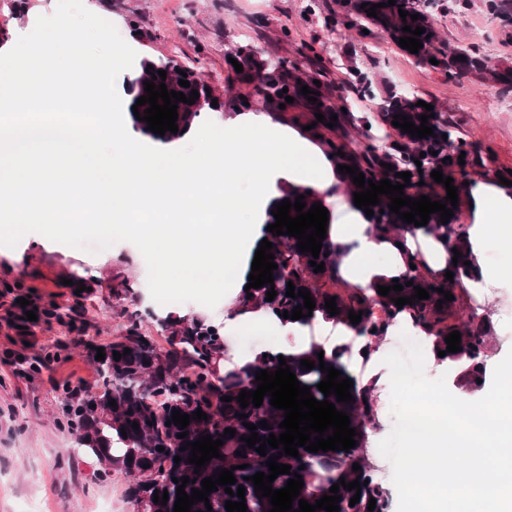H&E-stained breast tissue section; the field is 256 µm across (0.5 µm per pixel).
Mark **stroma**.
I'll return each mask as SVG.
<instances>
[{
	"label": "stroma",
	"instance_id": "1",
	"mask_svg": "<svg viewBox=\"0 0 512 512\" xmlns=\"http://www.w3.org/2000/svg\"><path fill=\"white\" fill-rule=\"evenodd\" d=\"M83 5L113 23L137 53V64L117 79L123 103L132 101L130 79L140 73L144 60L192 68L218 97L219 107L204 108L181 135L163 141L167 150L184 147L204 121L231 127L237 114L227 103L249 90L247 84L226 82L225 58L238 49L271 62L285 57L301 63L310 53H318L333 102L347 106L352 114L345 124L350 152H363L370 143L386 150L399 141L398 131L379 116L390 97L406 95L451 116L459 123L457 136L467 150H480L489 160L487 168L508 178L507 183L492 185L483 177L487 168L469 166L457 218L459 223L477 225L478 240L495 243L499 260L482 273L512 293V279L501 276L512 267V241L500 232L501 223L512 225V214L500 223L483 218L486 197L512 199V87H488L473 75L450 74L419 63L381 27L350 26L339 0H83ZM56 6L57 0H0V29L6 33L0 53L30 33L38 17L52 15ZM426 11L438 46L467 47L478 56L512 65V24L494 15L488 0H458L453 7L448 0H427ZM248 117L317 147L326 160L350 162L348 156L319 143L310 129L312 113L295 109L274 114L255 101ZM351 187L348 181L331 186L326 208L334 233L343 234L355 249L365 212L355 206ZM247 274V268H240L234 286L215 307L190 301L171 311L153 300L145 259L131 242L91 253L29 233L9 254H0V281L24 277L40 295H69L65 282L76 276L92 280L94 293L86 306L92 338L100 344L118 340L135 324L160 348H167L168 333L160 323L171 312L223 330L229 318L241 314L239 299ZM121 281L127 291L118 297L113 290ZM62 336L60 327H42L26 343L39 352ZM26 343L0 328V512H17L29 500L39 502L45 512H132L125 496L129 476L119 470L103 471L67 433L62 382L80 380L91 391L98 385L84 350L69 348L67 359L53 363L51 369L25 373L14 358Z\"/></svg>",
	"mask_w": 512,
	"mask_h": 512
}]
</instances>
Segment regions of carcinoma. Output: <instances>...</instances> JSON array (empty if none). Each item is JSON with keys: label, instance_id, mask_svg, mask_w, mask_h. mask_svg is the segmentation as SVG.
<instances>
[{"label": "carcinoma", "instance_id": "1", "mask_svg": "<svg viewBox=\"0 0 512 512\" xmlns=\"http://www.w3.org/2000/svg\"><path fill=\"white\" fill-rule=\"evenodd\" d=\"M388 0H346L351 5V10L356 13V19L350 21L354 26H362V20L367 18L366 10L361 4L367 6L381 3L383 7L376 9L377 17L370 18L374 24L384 28L391 34L394 42L399 38L408 37L410 33L402 31V27L408 25L411 28L422 27L425 32L420 35L422 48L419 49L416 58L418 61L427 63L429 59L435 58L448 72L477 74L494 83L504 86H512V66L506 67L489 59L478 58L471 55L468 49L459 48L454 52L447 53L435 45L432 38V24L425 13L419 12L417 4L420 0H395V5L384 6ZM410 13V16L402 19L399 10ZM420 13V18L411 20V15ZM464 56L466 60L461 61L459 57ZM243 66V71L234 73L227 77V83L244 81L252 86L247 96H258L263 102L271 101L275 104L285 102L281 97L282 89L288 88L287 95L294 98L296 102H303L312 112H321L325 121L321 126H326L330 116L336 113V106L325 96H317V101H308L300 88L303 85L318 92L320 87L314 81L326 76L322 68L316 67V63L310 60L308 64L312 67V73L304 76L298 75V68L288 69V58H281L272 65L259 61L251 52L240 50L234 55ZM179 65L171 61L152 66V70L142 68L139 77L131 81V87L135 92L133 100L146 95L144 81L155 80V84L163 83L167 90L182 92L190 95L191 91L199 93V99L192 105L178 102V127H184L203 106L211 105L213 96L207 95L206 84L203 83L196 73L191 69H184V74H179L176 69ZM166 71V79H154L158 71ZM187 78L190 86L182 87L179 79ZM422 108L409 102L395 100L388 103L385 108L387 120L394 121V115H405L411 118L414 125H421L419 112ZM428 125L433 129V135L427 138H416L405 134L409 143L403 145L400 162H391L392 170H385L380 166L382 159L378 157H367V166H360L359 158H353V164L359 166V172L363 173L365 179L377 183L388 179L391 184L401 183L403 179L395 177L397 172L409 171L412 176H419V171L435 169L442 165L445 157L453 156V153L461 152V143L455 140L456 123L450 122L442 114H434L428 119ZM447 139H442V135ZM437 155H432V152ZM426 156H420V153ZM419 160L421 165H416L414 160ZM391 199L387 196H380V203L373 206V223L370 224L366 234L373 237H381L390 232L391 226L400 222L397 215L389 210L388 204ZM431 238L436 245L447 254L446 263L443 267L436 269L433 265L424 261L420 254L409 251L408 244L415 232ZM268 241L273 243L270 253L274 254V262L278 269L273 271L274 285H265L259 289L242 291L239 301L241 310L245 312H258L269 310L282 325L304 326L316 318L323 320H339L355 330L359 336L378 338L383 335L387 320L406 313L423 327L435 340L436 350H447L445 334L441 324L444 322V314L451 302L444 300V295L437 292V289L448 290L455 293V290L448 289V280L445 278L446 270L455 267V279L472 276L474 266H466L464 262L471 260L472 255L464 254L453 263V249L461 243V235L450 224H443L433 218L425 226L405 230L397 242L402 245L398 253L403 258V270L393 275L382 278L380 284L390 286L392 280H399L403 285L400 292L390 291L389 295L378 294L377 285L369 288H352L348 295V301L336 299V307L339 314L330 315L325 309V300L331 299L333 294L318 288L315 282L327 278L336 280V265L331 263V255L342 245L336 242V236L331 229H326V238L322 241L321 254L315 259L309 253L297 251L298 240L287 235L277 236L265 232ZM318 263H325V271L314 272L310 267V260ZM416 269H411V266ZM293 282L295 288L305 287L310 290L316 306L313 311L303 310L307 317L300 320L283 318V312L291 311L298 305H304V299H293L286 296L287 283ZM411 281L413 285L408 286L406 282ZM420 286L429 291L430 298L413 301V304H405L399 309L393 303L398 297L412 296L415 294L414 287ZM12 290H4V294L12 295L9 308L5 309V315L0 318L6 323V327L15 331L16 335L23 338L34 335V328L40 325L51 326L53 324L61 327L68 335L82 337L88 335L89 323L85 318V301L89 292L83 291L72 294V299L58 301L59 295L48 293L44 296H37L31 293L26 287L25 281L16 279L11 284ZM275 289L277 296L273 301H266V293L269 289ZM253 297H247V293ZM19 297L29 298L30 305L22 307L16 304ZM442 309H437V305ZM35 311L37 320L25 319V312ZM362 312L361 321L353 324L348 319V313ZM162 329L169 332L171 349H160L154 340L142 334L137 325L133 324L121 340L104 345L105 359H96L99 345L88 340L84 343L87 358L94 363L100 380V391L89 393L76 406L70 408L67 421L68 433L74 439L76 445L88 453L94 455L99 462L104 463L108 468L121 470L132 477L128 484L127 495L134 506V512H173L176 501L177 484L172 478L178 479L187 477L191 482L185 486V492L191 493L192 489L202 488L201 481L204 478L215 474V471L223 468L233 469L237 483L231 485L232 490H237L242 485L245 488V499L247 512H269L271 505L268 498H259L255 495V489L248 478L258 472H269L265 466L268 456L278 454L276 449H267L266 456H261L256 450L247 447V444L240 440L242 435H250L243 422L259 424L267 420L270 428L257 429V433L263 438L269 434L276 435L282 432L279 424L284 420V411L272 407L270 397L264 396L263 404L259 407L249 404L241 408L235 400L241 390L257 389L258 382L255 381L257 370L275 371L279 367L278 354L259 353L253 360L234 369L224 368V345L221 337L215 330L204 326L199 322H187L186 320H164ZM461 333L462 350L457 353H448L441 357V360L455 359L464 363L465 368L458 377V386L465 387L476 380L483 372L486 361L485 337L489 333L488 323L485 321L470 320L466 322ZM55 351L47 352L42 356L27 357L21 353L16 357L18 366L28 367V370L50 369V364L61 359V352L69 349V342L58 341L54 345ZM131 353H125V349ZM121 353L120 360L113 358V352ZM324 353L326 366L334 367L342 372V377H347L346 368L340 361V356L334 352H323V347L312 342L309 346L301 348L284 355L286 364L296 374L300 385L310 387L311 395L317 400L324 399L335 404L337 410L347 412L350 417V427L356 429L355 440L366 431V423L372 422V414L366 411L370 404L363 402L369 398L364 388L356 385L351 386L350 394L355 401L346 404L336 402V396H324L317 384L325 378V374L317 368L319 364L318 353ZM309 359L316 364V368L305 370L300 366V360ZM231 396L230 402L221 401V397ZM116 400V406H109L110 400ZM202 409L208 419L197 421L190 420L185 438L177 437L180 433L176 425L168 426L166 422L172 418L173 411L179 410L189 415L197 409ZM247 414V418H240V414ZM138 423L139 428H133V423ZM126 429L127 436H122L121 429ZM233 428L236 434L233 437H224V429ZM211 435L213 439L224 440V445L219 447L220 454L224 459L212 458L201 471L194 472L195 465L188 463L190 450L182 451L180 447L198 439L202 435ZM164 447V451H158V447ZM245 449L244 456L235 455L240 449ZM360 447L356 446L349 451H327L312 453L304 448H298L300 458L284 455L278 462L291 465V470L302 475L304 487L301 489L299 499L293 502V509H299V500L304 499L310 504L324 495H331V486L338 482L340 477H345V482L355 479L368 481L367 485L361 486L359 503L349 506V501L356 493V490L348 491L339 488L341 495L338 507L340 512H368L369 500L376 499V507L373 512H387L388 499L384 496L381 488L376 483L372 470L361 466V470L355 472L352 466L360 462ZM180 457V463H174V457ZM149 467H144V464ZM245 464L247 468L242 469L240 465ZM305 469H299V466ZM168 493L167 504L161 505L153 501L154 493ZM212 512H227L225 503L228 500L233 502L238 497L230 496L225 492V487L220 486L218 490L208 495Z\"/></svg>", "mask_w": 512, "mask_h": 512}]
</instances>
